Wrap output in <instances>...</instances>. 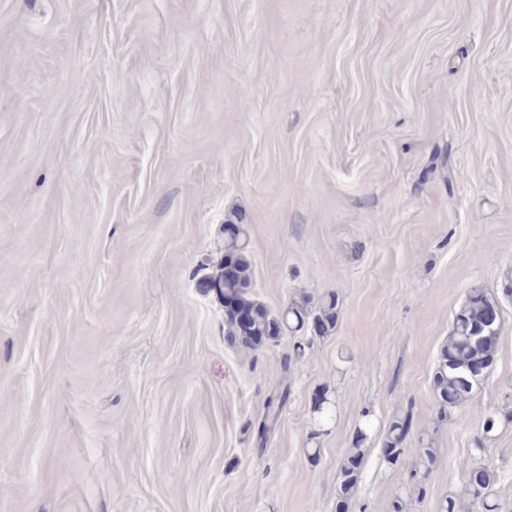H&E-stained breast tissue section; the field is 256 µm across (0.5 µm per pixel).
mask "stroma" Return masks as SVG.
Masks as SVG:
<instances>
[{"label": "stroma", "mask_w": 512, "mask_h": 512, "mask_svg": "<svg viewBox=\"0 0 512 512\" xmlns=\"http://www.w3.org/2000/svg\"><path fill=\"white\" fill-rule=\"evenodd\" d=\"M228 222L257 302L335 328L226 336ZM475 288L496 358L442 418ZM511 409L512 0H0V512H336L367 419L349 512H441L479 443L511 508ZM412 430V422L410 416L399 417L393 420L389 426L386 440L385 455L386 457L397 462L406 448V440ZM363 436L354 442V448H350L344 456L337 476L338 482V503L344 509H348V502L357 486L360 478L361 468L364 461V448H361ZM419 445H421L419 448H414L416 455V466L413 472V478H415V482L412 486V492L418 498H421L426 493V489L423 483L417 479V476L421 467H425L427 471H429L430 465L433 463V449L422 446L424 445L423 442L419 443Z\"/></svg>", "instance_id": "1"}]
</instances>
